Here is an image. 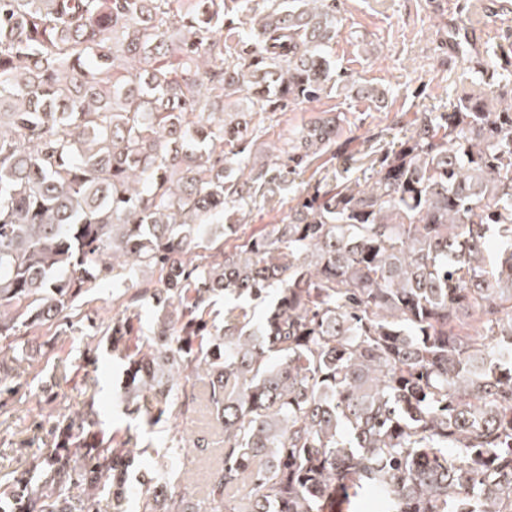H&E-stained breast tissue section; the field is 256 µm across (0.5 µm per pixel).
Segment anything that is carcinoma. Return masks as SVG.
Listing matches in <instances>:
<instances>
[{"label":"carcinoma","instance_id":"1","mask_svg":"<svg viewBox=\"0 0 512 512\" xmlns=\"http://www.w3.org/2000/svg\"><path fill=\"white\" fill-rule=\"evenodd\" d=\"M336 36L335 0H0V343L157 267L131 296L151 333L129 309L91 329L124 361L128 416L204 403L223 430L201 500L172 485L174 435L138 512H333L367 491L379 512H512V99L420 113L370 183L317 185L224 245L232 206L335 145L321 116L256 167L247 135L336 83ZM273 290L254 320L242 303ZM217 297L238 301L221 325ZM95 416L49 422L0 512L122 506L149 446Z\"/></svg>","mask_w":512,"mask_h":512}]
</instances>
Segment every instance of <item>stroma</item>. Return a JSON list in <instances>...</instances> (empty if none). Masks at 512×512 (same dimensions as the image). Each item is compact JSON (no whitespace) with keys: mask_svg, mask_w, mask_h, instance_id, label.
<instances>
[{"mask_svg":"<svg viewBox=\"0 0 512 512\" xmlns=\"http://www.w3.org/2000/svg\"><path fill=\"white\" fill-rule=\"evenodd\" d=\"M338 35L331 48L344 86L333 87L316 103L277 110L255 135L257 143L282 147L322 112L340 117L331 151L297 168L271 197L254 193L243 207L239 229L248 236L266 224L287 221L305 189L333 176L368 183L369 156L396 146L414 127L420 112H440L462 87L490 81L484 65L497 46L512 44V0H336ZM385 90L381 103L362 95L363 87ZM123 289L105 284L89 293L82 312L93 321L110 319L129 303ZM20 363L17 392L8 414H0V477L21 470L25 458L45 443L49 416L80 412L94 400L98 417L113 428H130L153 446L168 445L179 429L188 445L176 483L202 495L207 473L220 462L223 434L206 408L165 415L156 424L129 418L119 399L123 363L110 345L68 330L29 344ZM91 352L94 366L79 369L82 353ZM205 440V452L193 441Z\"/></svg>","mask_w":512,"mask_h":512,"instance_id":"obj_1","label":"stroma"}]
</instances>
